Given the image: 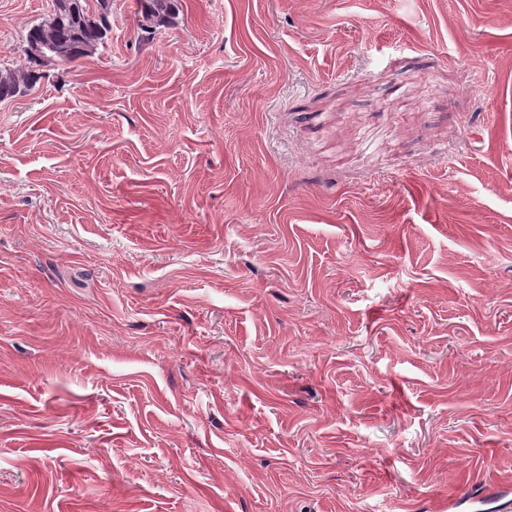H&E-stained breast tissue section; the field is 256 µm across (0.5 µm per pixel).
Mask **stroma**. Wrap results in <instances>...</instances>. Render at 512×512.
Returning a JSON list of instances; mask_svg holds the SVG:
<instances>
[{
	"label": "stroma",
	"instance_id": "obj_1",
	"mask_svg": "<svg viewBox=\"0 0 512 512\" xmlns=\"http://www.w3.org/2000/svg\"><path fill=\"white\" fill-rule=\"evenodd\" d=\"M49 4L0 0V68ZM182 4L0 103V512H473L512 0Z\"/></svg>",
	"mask_w": 512,
	"mask_h": 512
}]
</instances>
